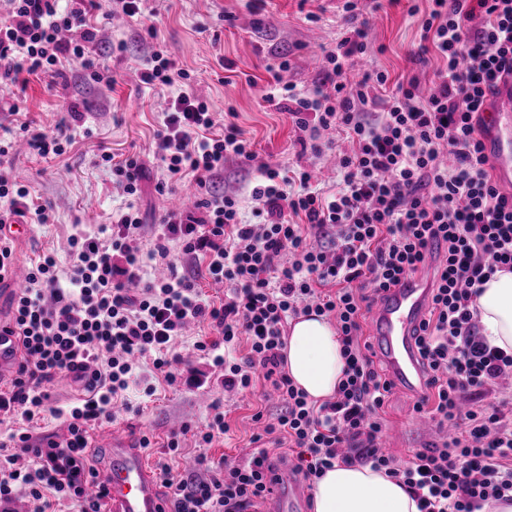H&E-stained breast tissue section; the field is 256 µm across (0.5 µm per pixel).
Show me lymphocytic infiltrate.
<instances>
[{
	"label": "lymphocytic infiltrate",
	"mask_w": 512,
	"mask_h": 512,
	"mask_svg": "<svg viewBox=\"0 0 512 512\" xmlns=\"http://www.w3.org/2000/svg\"><path fill=\"white\" fill-rule=\"evenodd\" d=\"M8 2L0 88L27 75L62 76L67 60L79 61L88 80L111 82L95 62L93 0H72L66 10L60 0ZM420 31L419 54L442 63L429 96L413 79L387 91L381 71L348 79L349 59L367 50L363 22L328 53L315 96L277 84L279 107L299 126L333 127L349 138L333 194L316 191L308 172L291 180L267 167L252 190L256 223L243 222L236 197L213 189L196 203L203 216L166 213L149 254L141 252L142 223L131 209L101 234H72L67 276L49 254L30 268L8 318L20 362L0 389V424L12 426L0 440V512H14L21 492L30 512H54L64 502L107 512L91 433L111 423L130 385L148 397L159 381L201 386L177 350L192 322L216 332L194 348L219 368L225 391L249 388L260 375L283 407L253 414L261 432L241 460L227 464L207 453L227 431L224 405L213 403L196 433L204 452L195 470L160 467L169 512H260L268 474L291 454L293 472L310 485L337 464L385 471L419 512H481L488 501L512 498V399L499 386L512 376V353L487 342L474 304L488 277L512 269V192L493 180L481 138L496 83L512 75V0H431ZM190 79L164 48L151 51L141 73L147 85ZM156 155L169 180L192 176L203 184L223 174L226 160L253 153L233 123L217 127L208 104L183 89L162 113ZM14 217L51 219L25 186L0 173V224ZM174 253L206 259L208 274L228 288L222 304L187 275L146 272L145 258ZM425 269L430 308L415 346L429 394L414 409L455 431L401 464L380 447L393 382L370 354L363 321L383 292ZM309 312L335 319L347 360L336 394L319 404L294 386L282 353L289 318ZM242 342L247 353L233 357ZM61 377L77 393L65 408L51 402ZM475 390L498 399L460 411ZM49 417L63 419L64 440L31 433V423ZM268 435L276 448L266 446Z\"/></svg>",
	"instance_id": "f902f5d3"
}]
</instances>
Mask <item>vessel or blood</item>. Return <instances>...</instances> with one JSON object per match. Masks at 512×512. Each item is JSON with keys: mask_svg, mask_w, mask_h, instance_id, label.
I'll use <instances>...</instances> for the list:
<instances>
[{"mask_svg": "<svg viewBox=\"0 0 512 512\" xmlns=\"http://www.w3.org/2000/svg\"><path fill=\"white\" fill-rule=\"evenodd\" d=\"M485 152L495 180L512 190V76L499 80L496 93L483 115ZM430 292L420 277L407 278L383 293L370 312L374 348L402 390L420 393L424 378L416 360L413 335ZM20 358L15 336L0 322V376L14 372ZM105 478L110 512H167L143 449L131 436L116 434L105 449ZM278 494L264 505V512H307L310 490L292 473L278 476Z\"/></svg>", "mask_w": 512, "mask_h": 512, "instance_id": "vessel-or-blood-1", "label": "vessel or blood"}]
</instances>
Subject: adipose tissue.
I'll use <instances>...</instances> for the list:
<instances>
[{"label":"adipose tissue","mask_w":512,"mask_h":512,"mask_svg":"<svg viewBox=\"0 0 512 512\" xmlns=\"http://www.w3.org/2000/svg\"><path fill=\"white\" fill-rule=\"evenodd\" d=\"M482 333L488 342L512 352V270L496 271L476 297ZM285 369L309 400L333 397L344 378L346 360L335 326L316 313L291 322L283 350ZM314 512H418L405 487L368 465H337L313 489Z\"/></svg>","instance_id":"obj_1"}]
</instances>
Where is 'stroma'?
<instances>
[{"mask_svg":"<svg viewBox=\"0 0 512 512\" xmlns=\"http://www.w3.org/2000/svg\"><path fill=\"white\" fill-rule=\"evenodd\" d=\"M413 5L420 12L429 8L427 0H360L358 13L370 24L371 50L355 59L354 73L380 69L388 72L391 82L413 78L420 89L432 87L440 62L434 55L417 53L420 28L418 17L409 13ZM342 8L343 0H266L255 13L250 0H147L143 14L129 18L111 15L108 0H99L91 24L100 66L111 71L114 84L86 82L74 62L67 67L66 79L33 75L25 88H12L4 96L7 102L19 103L21 112L14 116L0 110V137L10 134L16 142L14 152L0 158V171L26 186L35 202L52 212L50 223L33 225L29 238L17 240V264L27 267L50 253L60 270H67L69 237L75 229L97 232L130 206L144 223L140 243L147 250L171 199L181 198L185 207H193L199 197L195 183L185 182L171 192L157 189L165 176L155 155L159 113L182 86L141 83L142 61L155 44L166 46L178 67L190 73V92L218 115L232 114L250 143L253 160L231 159L224 165V191L240 199L244 217L252 215L250 191L264 166L318 172L322 188L332 187L338 154L350 147L345 134L328 130L321 134L319 151L303 148L307 132L268 101L267 94L274 83L270 69L283 61L288 64L287 83L298 92L313 93L324 56L335 50L349 27ZM119 42L126 44L125 52L113 51ZM71 101L79 103L83 114L74 125L72 146L58 158L38 156L24 144L18 123L29 122L34 132H55L64 117L63 104ZM105 151L118 159L140 157L143 173L137 195H127L111 166L98 161ZM192 364L208 374L205 387L163 386L150 398L142 388H131L132 411L117 412L112 423L95 428L93 442L114 432L150 435L154 447L147 457L154 464L170 433L187 424L192 432L184 437L183 454L171 466L176 471L192 468L200 452L193 432L207 423L210 404L219 398L228 410L229 429L208 454L229 461L242 457L255 431V409L276 412L279 400L270 396L261 379L242 392H225L207 360L193 357ZM413 404L412 395L396 390L384 407L381 440L403 462L412 449L433 440L413 429Z\"/></svg>","mask_w":512,"mask_h":512,"instance_id":"obj_1","label":"stroma"}]
</instances>
